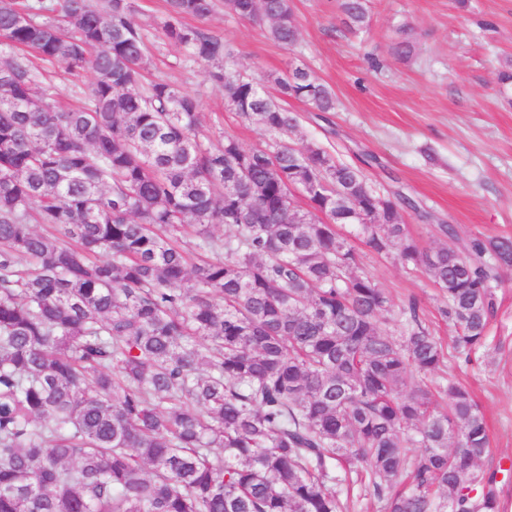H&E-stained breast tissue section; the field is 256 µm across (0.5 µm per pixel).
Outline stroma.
<instances>
[{
    "label": "stroma",
    "mask_w": 512,
    "mask_h": 512,
    "mask_svg": "<svg viewBox=\"0 0 512 512\" xmlns=\"http://www.w3.org/2000/svg\"><path fill=\"white\" fill-rule=\"evenodd\" d=\"M147 36L142 82L161 77L199 100V138L205 146L233 136L242 147L268 140L224 103V91L205 64L157 32L165 0H136ZM366 28L347 27L336 0H294L299 39L283 46L262 27L216 7L187 23L224 37L243 75L262 77L308 69L336 94V109L319 112L290 99L298 116L294 144L316 143L337 162L362 170L381 193L411 201L401 217L421 247L443 245L439 225L457 230L455 247L475 239L512 235V0H368ZM407 26L413 54L392 44ZM356 250L363 268L384 289L393 311L416 299L427 326L450 343L452 325L440 310L446 300L426 271L403 266L394 255ZM489 351L453 372L474 391L486 413L506 512H512V271L495 290Z\"/></svg>",
    "instance_id": "35a3bbf8"
}]
</instances>
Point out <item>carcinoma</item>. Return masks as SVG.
<instances>
[{
	"label": "carcinoma",
	"instance_id": "cac0c4a2",
	"mask_svg": "<svg viewBox=\"0 0 512 512\" xmlns=\"http://www.w3.org/2000/svg\"><path fill=\"white\" fill-rule=\"evenodd\" d=\"M223 6L297 41L293 0ZM215 7L167 0L159 32L265 148L204 147L194 96L139 83L135 0H0V512H345L355 484L382 512H504L485 414L441 371L487 349L512 237L420 248L405 196L288 142L282 102L329 112L330 87L296 67L274 98L183 24ZM19 47L92 74L82 104L56 110ZM347 226L432 276L452 349L416 301L393 318Z\"/></svg>",
	"mask_w": 512,
	"mask_h": 512
}]
</instances>
